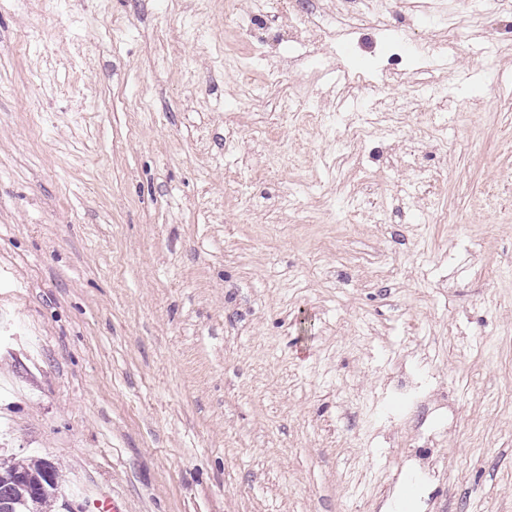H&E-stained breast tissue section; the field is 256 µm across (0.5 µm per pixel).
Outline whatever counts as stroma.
I'll return each mask as SVG.
<instances>
[{
    "label": "stroma",
    "mask_w": 512,
    "mask_h": 512,
    "mask_svg": "<svg viewBox=\"0 0 512 512\" xmlns=\"http://www.w3.org/2000/svg\"><path fill=\"white\" fill-rule=\"evenodd\" d=\"M221 14L0 0V455L55 512H512V9Z\"/></svg>",
    "instance_id": "35a3bbf8"
}]
</instances>
